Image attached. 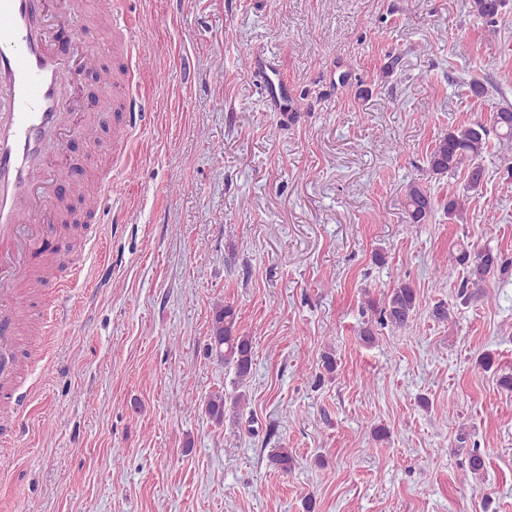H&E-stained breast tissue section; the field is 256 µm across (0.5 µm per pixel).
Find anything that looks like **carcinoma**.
<instances>
[{"instance_id":"carcinoma-1","label":"carcinoma","mask_w":512,"mask_h":512,"mask_svg":"<svg viewBox=\"0 0 512 512\" xmlns=\"http://www.w3.org/2000/svg\"><path fill=\"white\" fill-rule=\"evenodd\" d=\"M503 0H470V9L477 17L494 23L501 15ZM466 93L468 110H487L488 90L483 83L474 81ZM490 124L479 120L467 121L438 136L427 156L429 171L435 176L462 174L467 186L476 189L481 185L483 167L479 159L488 150L489 135L495 133L504 144L512 142V106H501L490 110ZM436 201L430 189L417 182L407 185L405 209L412 224H424L432 216ZM501 253L490 248L471 252L463 245L456 252L439 261L435 267L437 276L450 280L461 274L457 297L464 303L488 297L483 288L484 282L496 270L503 268ZM416 292L409 282L397 279L393 288L386 293L381 303L367 301V306L377 315L376 324L385 328H406L411 325L416 308ZM208 351L224 361V366L233 370L235 383L241 387L251 377L254 347L252 338L243 333L238 325L236 308L226 303L216 310L212 320ZM246 402V394L238 393L227 401L224 393L218 391L206 401L205 411L210 419L221 425L224 423L227 405L238 407ZM270 462L277 469L288 472L294 464L292 452L280 448L270 456Z\"/></svg>"}]
</instances>
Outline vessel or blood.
<instances>
[{"mask_svg": "<svg viewBox=\"0 0 512 512\" xmlns=\"http://www.w3.org/2000/svg\"><path fill=\"white\" fill-rule=\"evenodd\" d=\"M61 2L54 9L43 0H0V359L15 353L18 286L33 279V258L67 217L69 203L57 191L69 180L65 143L108 120L124 153L150 116L146 98L134 90L145 38L137 21L112 2L98 23L107 31L116 67L111 100L117 113L69 110L68 67L73 60L85 65L97 57L96 44L87 37L84 0ZM254 65L268 102L287 112V80L263 60Z\"/></svg>", "mask_w": 512, "mask_h": 512, "instance_id": "vessel-or-blood-1", "label": "vessel or blood"}]
</instances>
